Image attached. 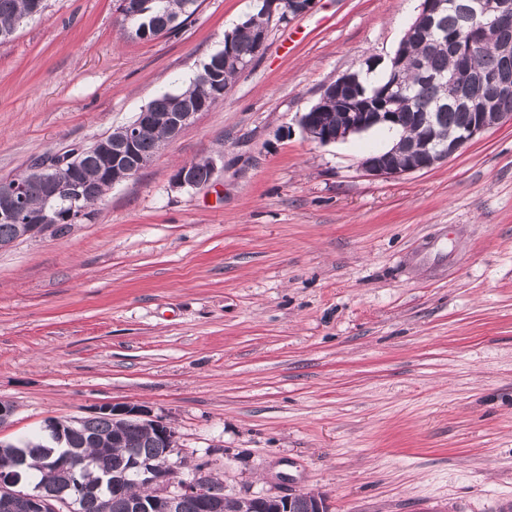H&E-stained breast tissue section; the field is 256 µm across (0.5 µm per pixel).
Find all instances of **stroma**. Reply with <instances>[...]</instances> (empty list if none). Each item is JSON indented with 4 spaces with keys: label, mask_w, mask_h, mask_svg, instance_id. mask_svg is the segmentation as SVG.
Returning a JSON list of instances; mask_svg holds the SVG:
<instances>
[{
    "label": "stroma",
    "mask_w": 512,
    "mask_h": 512,
    "mask_svg": "<svg viewBox=\"0 0 512 512\" xmlns=\"http://www.w3.org/2000/svg\"><path fill=\"white\" fill-rule=\"evenodd\" d=\"M128 36L119 0H47L0 43V179L185 88L256 0ZM421 0H315L135 176L60 236L0 249V440L138 402L225 494L331 512H512V123L398 178L371 129L299 119ZM212 156L203 187L177 171ZM226 497L235 502V508L231 512H267L270 507L272 512H298L300 501L306 502L307 512H328L326 500L308 492Z\"/></svg>",
    "instance_id": "1"
}]
</instances>
